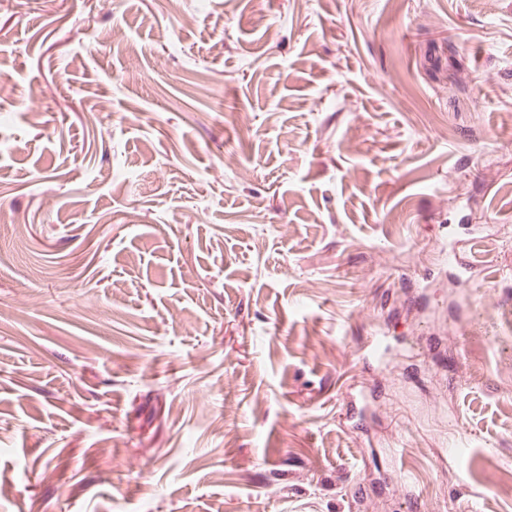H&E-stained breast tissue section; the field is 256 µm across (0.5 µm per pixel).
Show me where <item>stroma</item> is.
<instances>
[{"mask_svg":"<svg viewBox=\"0 0 512 512\" xmlns=\"http://www.w3.org/2000/svg\"><path fill=\"white\" fill-rule=\"evenodd\" d=\"M2 80L0 512H512V0H0Z\"/></svg>","mask_w":512,"mask_h":512,"instance_id":"1","label":"stroma"}]
</instances>
